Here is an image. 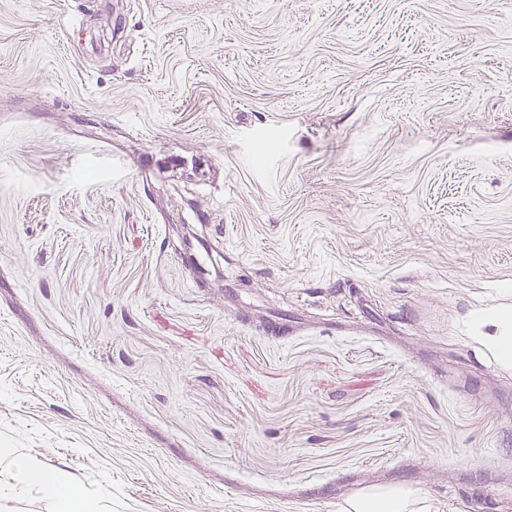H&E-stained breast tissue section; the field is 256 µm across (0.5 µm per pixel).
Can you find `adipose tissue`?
Masks as SVG:
<instances>
[{"instance_id": "1", "label": "adipose tissue", "mask_w": 512, "mask_h": 512, "mask_svg": "<svg viewBox=\"0 0 512 512\" xmlns=\"http://www.w3.org/2000/svg\"><path fill=\"white\" fill-rule=\"evenodd\" d=\"M4 464L18 483L36 485L54 498L59 512H105L100 499L68 488L57 473L34 468L16 456L5 458ZM344 512H439V505L419 488L398 485L361 490L347 500Z\"/></svg>"}]
</instances>
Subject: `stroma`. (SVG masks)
<instances>
[{"label": "stroma", "instance_id": "35a3bbf8", "mask_svg": "<svg viewBox=\"0 0 512 512\" xmlns=\"http://www.w3.org/2000/svg\"><path fill=\"white\" fill-rule=\"evenodd\" d=\"M493 311L512 0H0L7 454L110 512H512ZM345 512H439L438 502L423 490L410 486L373 487L347 500Z\"/></svg>", "mask_w": 512, "mask_h": 512}]
</instances>
